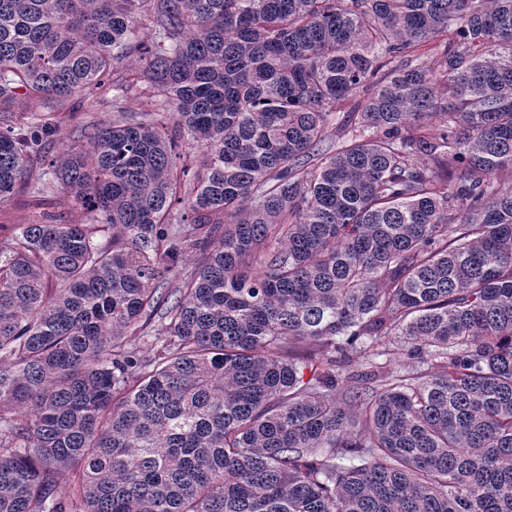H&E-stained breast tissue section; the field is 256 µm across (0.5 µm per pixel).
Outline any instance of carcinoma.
<instances>
[{"label": "carcinoma", "mask_w": 512, "mask_h": 512, "mask_svg": "<svg viewBox=\"0 0 512 512\" xmlns=\"http://www.w3.org/2000/svg\"><path fill=\"white\" fill-rule=\"evenodd\" d=\"M109 88L0 248V512H512V0H0V203ZM110 97L111 94L105 95L101 92L72 98L67 108L74 112V119H69V112H61L60 116L63 119H60L62 123L59 132L48 142L45 153L30 157L27 167L28 187H20L8 201L0 204V225L9 224L16 227L18 224L44 221L49 217L62 222L68 221L71 217V202L58 187L42 189L40 182H45L49 178L48 175L44 176L49 160L61 155L68 146L83 139L81 135L86 126L119 119L118 112L112 110L106 102ZM40 102L37 100H27L19 107H15L12 112H0V126H16L20 122L26 121L25 117L40 111Z\"/></svg>", "instance_id": "1"}]
</instances>
